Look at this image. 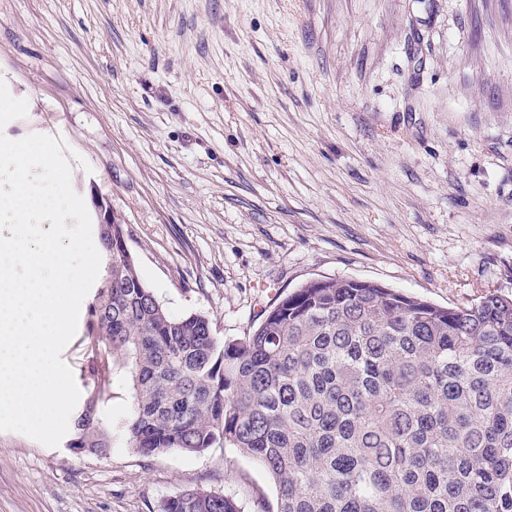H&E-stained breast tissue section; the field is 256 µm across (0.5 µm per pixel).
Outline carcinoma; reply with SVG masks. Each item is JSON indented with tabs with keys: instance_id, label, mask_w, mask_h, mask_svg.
Returning a JSON list of instances; mask_svg holds the SVG:
<instances>
[{
	"instance_id": "obj_1",
	"label": "carcinoma",
	"mask_w": 512,
	"mask_h": 512,
	"mask_svg": "<svg viewBox=\"0 0 512 512\" xmlns=\"http://www.w3.org/2000/svg\"><path fill=\"white\" fill-rule=\"evenodd\" d=\"M97 227L105 275L91 333L104 366L73 416L69 447L144 457L231 447L258 459L275 512H512V297L443 307L380 284L319 278L285 294L248 335L170 315ZM130 410L101 416L112 370ZM161 512H241L182 491Z\"/></svg>"
}]
</instances>
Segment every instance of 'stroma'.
Here are the masks:
<instances>
[{"label": "stroma", "mask_w": 512, "mask_h": 512, "mask_svg": "<svg viewBox=\"0 0 512 512\" xmlns=\"http://www.w3.org/2000/svg\"><path fill=\"white\" fill-rule=\"evenodd\" d=\"M10 137L63 138L175 317L248 335L352 278L441 306L512 296V0H0ZM89 316L62 358L94 383ZM274 512L235 448L110 456L0 432V512ZM162 512H241L238 502L221 492L201 489L182 491L161 505Z\"/></svg>", "instance_id": "obj_1"}]
</instances>
